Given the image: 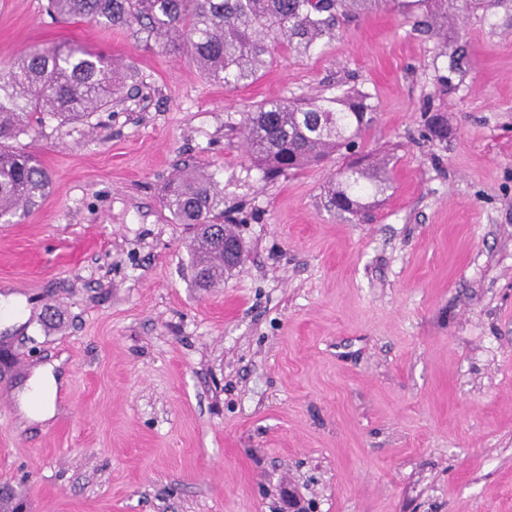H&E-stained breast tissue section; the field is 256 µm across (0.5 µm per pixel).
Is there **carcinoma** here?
Segmentation results:
<instances>
[{
  "label": "carcinoma",
  "instance_id": "cac0c4a2",
  "mask_svg": "<svg viewBox=\"0 0 512 512\" xmlns=\"http://www.w3.org/2000/svg\"><path fill=\"white\" fill-rule=\"evenodd\" d=\"M392 1L401 12L420 11L421 24L446 19L447 0H48L46 11L107 28L133 25L163 46L190 54L202 73L226 85L259 77L277 48L307 52L336 31V17L367 12ZM121 77L100 53L80 46H32L0 61V217L37 207L50 185L48 171L11 145L49 116L60 124L82 121L112 104ZM373 112L370 95L348 90L313 100L265 102L244 115L245 151L267 178L318 164L342 149L354 152L328 185L331 207L356 218L366 198L391 187L390 159L358 150ZM219 192L203 169L184 171L165 185L163 203L191 232L199 287L220 283L224 238H240L218 208Z\"/></svg>",
  "mask_w": 512,
  "mask_h": 512
}]
</instances>
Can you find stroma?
I'll use <instances>...</instances> for the list:
<instances>
[{
  "mask_svg": "<svg viewBox=\"0 0 512 512\" xmlns=\"http://www.w3.org/2000/svg\"><path fill=\"white\" fill-rule=\"evenodd\" d=\"M0 0V60L33 45L110 57L109 109L19 144L49 194L0 223V484L24 512H512V0L447 35L389 5L339 17L253 83L207 79L138 27ZM368 92L362 138L393 185L368 222L327 207L342 163L276 180L243 114ZM213 173L245 260L196 287L162 198ZM62 363L57 411L14 407Z\"/></svg>",
  "mask_w": 512,
  "mask_h": 512,
  "instance_id": "obj_1",
  "label": "stroma"
}]
</instances>
